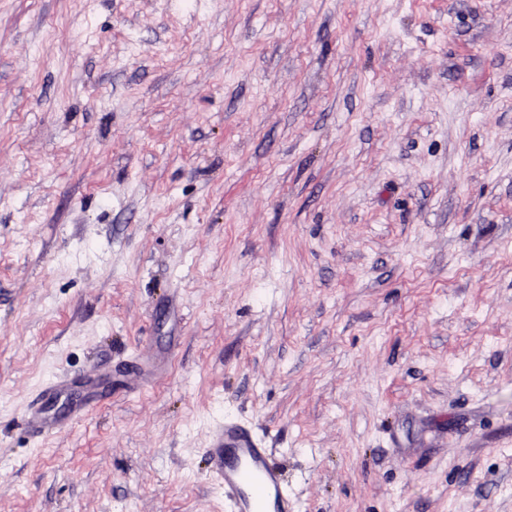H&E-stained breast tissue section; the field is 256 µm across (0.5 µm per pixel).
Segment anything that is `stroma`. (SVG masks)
I'll use <instances>...</instances> for the list:
<instances>
[{
    "label": "stroma",
    "mask_w": 512,
    "mask_h": 512,
    "mask_svg": "<svg viewBox=\"0 0 512 512\" xmlns=\"http://www.w3.org/2000/svg\"><path fill=\"white\" fill-rule=\"evenodd\" d=\"M227 419L512 512V0H0V512H234Z\"/></svg>",
    "instance_id": "stroma-1"
}]
</instances>
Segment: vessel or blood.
Returning <instances> with one entry per match:
<instances>
[{
	"mask_svg": "<svg viewBox=\"0 0 512 512\" xmlns=\"http://www.w3.org/2000/svg\"><path fill=\"white\" fill-rule=\"evenodd\" d=\"M207 455L236 512H288L291 503L281 470L240 425L216 423Z\"/></svg>",
	"mask_w": 512,
	"mask_h": 512,
	"instance_id": "vessel-or-blood-1",
	"label": "vessel or blood"
}]
</instances>
